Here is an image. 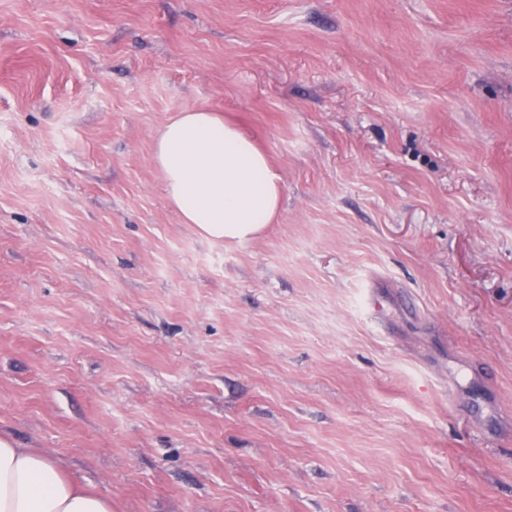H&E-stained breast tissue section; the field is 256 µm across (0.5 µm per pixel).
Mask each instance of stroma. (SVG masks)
I'll use <instances>...</instances> for the list:
<instances>
[{"instance_id":"35a3bbf8","label":"stroma","mask_w":512,"mask_h":512,"mask_svg":"<svg viewBox=\"0 0 512 512\" xmlns=\"http://www.w3.org/2000/svg\"><path fill=\"white\" fill-rule=\"evenodd\" d=\"M193 106L261 237L168 206ZM0 435L112 512H512V0H0ZM153 162L169 206L205 239L250 241L280 210L282 186L269 158L218 112L191 107L169 119Z\"/></svg>"}]
</instances>
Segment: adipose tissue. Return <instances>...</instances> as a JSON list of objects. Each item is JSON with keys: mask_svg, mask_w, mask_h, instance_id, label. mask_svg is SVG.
Returning a JSON list of instances; mask_svg holds the SVG:
<instances>
[{"mask_svg": "<svg viewBox=\"0 0 512 512\" xmlns=\"http://www.w3.org/2000/svg\"><path fill=\"white\" fill-rule=\"evenodd\" d=\"M153 162L166 200L203 238L246 242L280 210L282 186L267 155L222 115L191 107L159 130ZM0 512H112L35 448L0 436Z\"/></svg>", "mask_w": 512, "mask_h": 512, "instance_id": "adipose-tissue-1", "label": "adipose tissue"}]
</instances>
